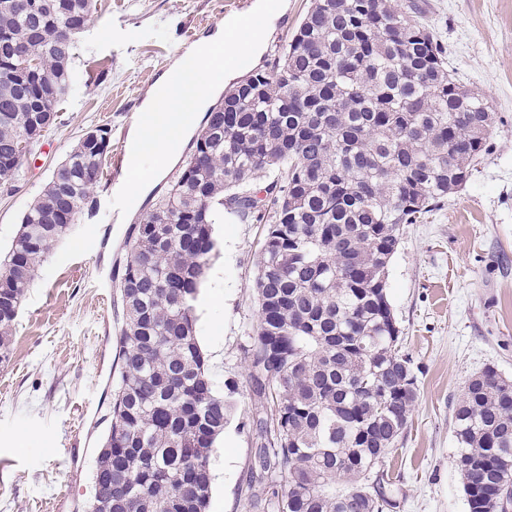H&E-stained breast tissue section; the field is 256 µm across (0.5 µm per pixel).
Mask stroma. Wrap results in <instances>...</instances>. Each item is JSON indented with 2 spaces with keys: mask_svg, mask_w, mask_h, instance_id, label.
Masks as SVG:
<instances>
[{
  "mask_svg": "<svg viewBox=\"0 0 512 512\" xmlns=\"http://www.w3.org/2000/svg\"><path fill=\"white\" fill-rule=\"evenodd\" d=\"M415 3L448 50L457 77L493 106L487 152L467 183L423 223L405 225L387 293L418 394L411 423L383 469L394 512H469L456 466L452 410L485 368L512 380V0H391ZM249 0H97L78 37L71 91L54 124L0 185V260L53 168L88 130L108 126L119 143L156 79L191 41ZM171 168L141 210L120 215L100 187L65 238L37 268L0 363V512H85L105 415L83 417L93 397L110 399L120 367L122 306L116 286L99 301L98 272L126 261L129 230L164 197ZM262 224H218L217 256L200 286L196 328L216 390L238 386L237 411L210 456L208 512H257L248 475L259 444L254 421L267 403L252 390L248 350ZM78 463H71L68 448Z\"/></svg>",
  "mask_w": 512,
  "mask_h": 512,
  "instance_id": "35a3bbf8",
  "label": "stroma"
}]
</instances>
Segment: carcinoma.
<instances>
[{"mask_svg":"<svg viewBox=\"0 0 512 512\" xmlns=\"http://www.w3.org/2000/svg\"><path fill=\"white\" fill-rule=\"evenodd\" d=\"M314 0L281 56L224 92L177 180L133 226L114 274L123 311L111 423L90 512H206L210 455L235 409L197 339L213 225H268L255 282L252 482L277 512H386L382 465L408 428L417 382L386 279L404 225L466 183L493 108L463 89L416 4ZM93 0H0V185L22 138L69 94ZM109 153L83 136L22 218L0 271V361L36 268L78 223ZM265 179L266 200L244 194ZM470 512L512 509V380L472 378L453 413Z\"/></svg>","mask_w":512,"mask_h":512,"instance_id":"carcinoma-1","label":"carcinoma"}]
</instances>
